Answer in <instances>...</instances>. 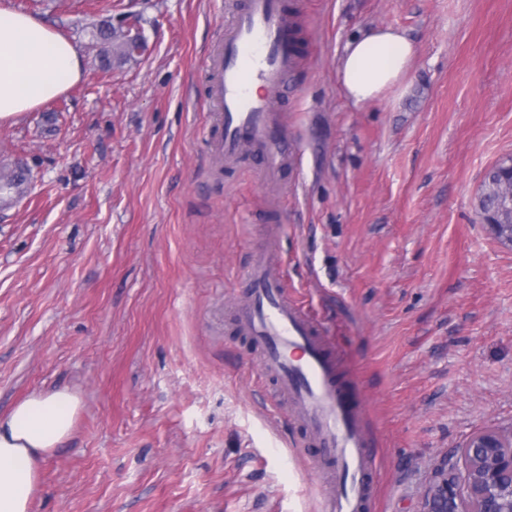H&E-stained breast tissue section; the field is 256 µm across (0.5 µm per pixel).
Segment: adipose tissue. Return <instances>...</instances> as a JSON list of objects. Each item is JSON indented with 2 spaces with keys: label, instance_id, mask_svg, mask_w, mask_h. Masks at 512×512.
<instances>
[{
  "label": "adipose tissue",
  "instance_id": "obj_1",
  "mask_svg": "<svg viewBox=\"0 0 512 512\" xmlns=\"http://www.w3.org/2000/svg\"><path fill=\"white\" fill-rule=\"evenodd\" d=\"M412 42L393 28L351 39L338 76L357 103L399 86L414 61ZM74 46L41 19L0 10V122L10 121L65 93L82 74ZM81 405L77 392L35 393L0 415V512H30L42 461L71 435Z\"/></svg>",
  "mask_w": 512,
  "mask_h": 512
}]
</instances>
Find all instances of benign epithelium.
Wrapping results in <instances>:
<instances>
[{"label":"benign epithelium","instance_id":"7a95c632","mask_svg":"<svg viewBox=\"0 0 512 512\" xmlns=\"http://www.w3.org/2000/svg\"><path fill=\"white\" fill-rule=\"evenodd\" d=\"M495 237L512 243V226L480 212ZM462 467L438 464L421 494L420 512H512V431L486 429L459 449Z\"/></svg>","mask_w":512,"mask_h":512}]
</instances>
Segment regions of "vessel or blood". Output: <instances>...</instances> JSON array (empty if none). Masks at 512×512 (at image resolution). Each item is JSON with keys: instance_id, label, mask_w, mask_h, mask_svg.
I'll return each mask as SVG.
<instances>
[{"instance_id": "b4317fda", "label": "vessel or blood", "mask_w": 512, "mask_h": 512, "mask_svg": "<svg viewBox=\"0 0 512 512\" xmlns=\"http://www.w3.org/2000/svg\"><path fill=\"white\" fill-rule=\"evenodd\" d=\"M295 22L283 0H243L230 10L224 40L207 57L211 125L208 150L227 165L260 158L262 186L281 189L298 161V144L274 103L296 66ZM277 249L257 252L245 277L235 321L260 351L291 417L322 448L313 460L327 488L319 512H376L373 440L349 376L343 375L331 336L303 305L289 298Z\"/></svg>"}]
</instances>
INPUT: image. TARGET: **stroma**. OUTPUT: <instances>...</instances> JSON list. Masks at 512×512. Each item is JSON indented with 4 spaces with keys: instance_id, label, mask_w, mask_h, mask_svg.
<instances>
[{
    "instance_id": "35a3bbf8",
    "label": "stroma",
    "mask_w": 512,
    "mask_h": 512,
    "mask_svg": "<svg viewBox=\"0 0 512 512\" xmlns=\"http://www.w3.org/2000/svg\"><path fill=\"white\" fill-rule=\"evenodd\" d=\"M303 53L277 109L300 152L287 194L215 167L205 59L231 0H0L83 61L63 95L0 123V414L82 400L32 512H315L303 428L269 398L234 310L275 246L288 292L355 364L378 512H419L433 467L512 429V245L478 213L512 157V0H293ZM137 20L125 58L100 25ZM391 27L405 81L347 98V42Z\"/></svg>"
}]
</instances>
